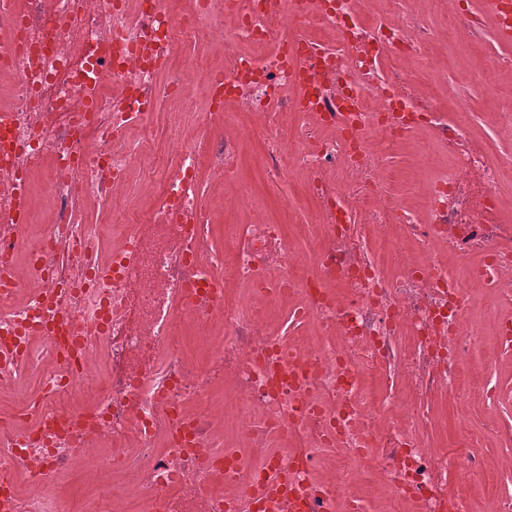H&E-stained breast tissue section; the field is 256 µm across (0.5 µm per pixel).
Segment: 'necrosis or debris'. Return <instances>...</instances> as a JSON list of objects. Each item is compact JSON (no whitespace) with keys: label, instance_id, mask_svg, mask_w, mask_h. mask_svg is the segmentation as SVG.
Masks as SVG:
<instances>
[{"label":"necrosis or debris","instance_id":"obj_1","mask_svg":"<svg viewBox=\"0 0 512 512\" xmlns=\"http://www.w3.org/2000/svg\"><path fill=\"white\" fill-rule=\"evenodd\" d=\"M372 0H0L9 79L0 155L43 172L45 232L0 216V501L60 512L76 466L111 491L105 512H274L258 488L283 474L298 512H368L337 481L344 458L380 481L383 512H462L452 475L479 467L467 444L431 438L433 407L463 391L478 332L469 306L507 299L492 323L512 349V213L495 154L413 70L437 28ZM448 32L480 42L512 27L496 9H446ZM222 49L221 65L183 55ZM191 119L154 159L158 99ZM252 117L229 127L234 106ZM424 134L445 166L408 205L392 160ZM261 143L274 185L312 203L311 255L280 224L246 223L210 246L202 174L235 179ZM79 201L100 221L81 224ZM123 231L106 263L95 243L113 203ZM27 271L18 275L19 256ZM72 335L53 333L57 309ZM202 335L198 356L181 344ZM38 372L36 389L24 377Z\"/></svg>","mask_w":512,"mask_h":512}]
</instances>
